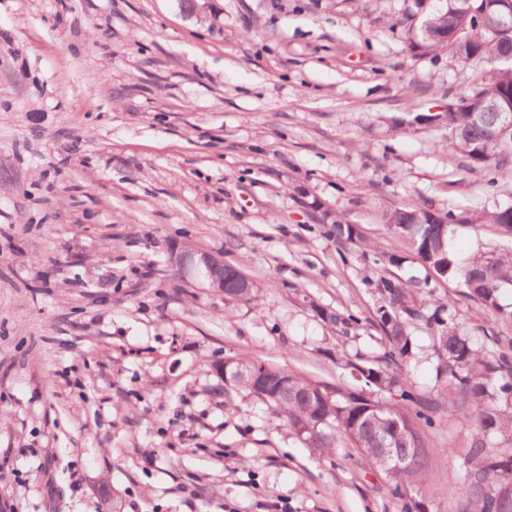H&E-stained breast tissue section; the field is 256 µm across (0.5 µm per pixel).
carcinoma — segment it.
Masks as SVG:
<instances>
[{"label":"carcinoma","mask_w":512,"mask_h":512,"mask_svg":"<svg viewBox=\"0 0 512 512\" xmlns=\"http://www.w3.org/2000/svg\"><path fill=\"white\" fill-rule=\"evenodd\" d=\"M413 4L414 10L404 18L411 34V51L436 55L446 50L454 54L455 44L462 37L468 39L465 57L491 64L490 69L477 72L463 85L444 116L454 146L469 160L472 170L492 166L501 175L511 176L512 129L500 130L491 137L487 126L476 122L474 115L486 102L512 101V28L487 27L478 21L482 10L495 15L501 12L496 7L498 0H471L469 7L463 0H443V5L432 11L427 10L425 0H413ZM454 220L451 213L441 216L421 207H397L387 213L386 226L409 242L427 277H411L406 284L386 277L377 281V321L386 349L375 360L345 361L352 377L360 382L359 389L342 391L290 375L292 394L275 399L279 370L273 368L265 393L253 390L245 379L232 390L244 391L273 408L314 456L332 452L337 431L374 465L381 448L407 449V467L382 469L398 492L426 475V433L418 420L431 404H420V411L412 414L399 403L377 398V394L400 386L404 363L413 355L408 324L415 318L422 319L434 331L437 376L448 379L454 387L448 394V410L466 413L474 423L463 458L466 480L457 512H512V337L498 336L492 348L478 349L459 331L447 305L439 304L423 314L412 304L408 289L410 285L426 287L433 275L455 278L466 288V295L485 311L504 313L501 296L504 290L512 289V250L479 251L459 261L449 249ZM470 220L512 232V205L486 216L473 214ZM331 234L342 245L359 240L355 225L340 221L332 225ZM320 316L344 333L352 327L351 318L336 312L324 310Z\"/></svg>","instance_id":"carcinoma-1"}]
</instances>
